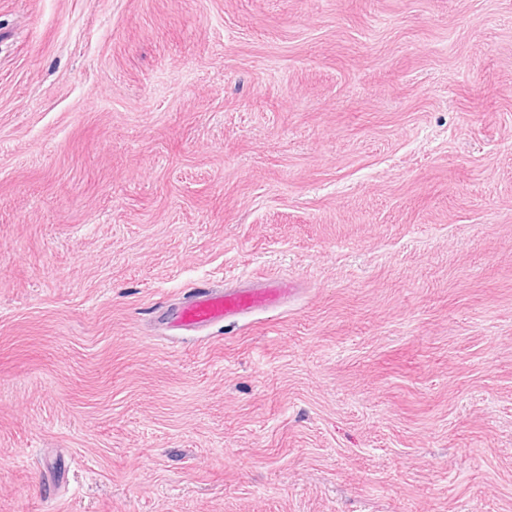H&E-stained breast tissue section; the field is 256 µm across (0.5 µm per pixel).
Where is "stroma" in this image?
Wrapping results in <instances>:
<instances>
[{
	"label": "stroma",
	"instance_id": "stroma-1",
	"mask_svg": "<svg viewBox=\"0 0 512 512\" xmlns=\"http://www.w3.org/2000/svg\"><path fill=\"white\" fill-rule=\"evenodd\" d=\"M0 512H512V0H0ZM296 282L263 278L257 287L215 290L202 286L189 299L166 312L177 330L193 331L215 323H231L258 310L275 308L296 292Z\"/></svg>",
	"mask_w": 512,
	"mask_h": 512
}]
</instances>
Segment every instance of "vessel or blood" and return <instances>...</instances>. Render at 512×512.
Returning <instances> with one entry per match:
<instances>
[{
	"label": "vessel or blood",
	"mask_w": 512,
	"mask_h": 512,
	"mask_svg": "<svg viewBox=\"0 0 512 512\" xmlns=\"http://www.w3.org/2000/svg\"><path fill=\"white\" fill-rule=\"evenodd\" d=\"M295 291V282L269 278L252 288L222 291L203 286L185 302L167 310L166 320L174 329L185 331L231 323L245 314L277 307Z\"/></svg>",
	"instance_id": "vessel-or-blood-1"
}]
</instances>
